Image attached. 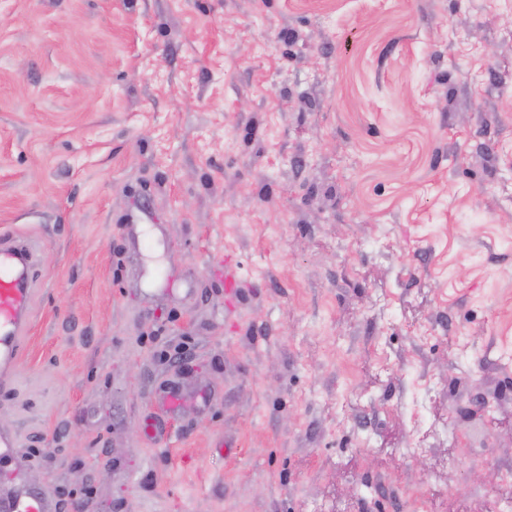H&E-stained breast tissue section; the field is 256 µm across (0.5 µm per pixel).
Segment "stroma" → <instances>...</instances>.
<instances>
[{
	"label": "stroma",
	"mask_w": 512,
	"mask_h": 512,
	"mask_svg": "<svg viewBox=\"0 0 512 512\" xmlns=\"http://www.w3.org/2000/svg\"><path fill=\"white\" fill-rule=\"evenodd\" d=\"M1 236L55 512L512 500V0H0ZM157 398L159 403L165 406L169 411L178 410L188 399L197 401L204 407L209 400L206 392L202 391L193 397H188L177 386L169 383H164L160 386Z\"/></svg>",
	"instance_id": "stroma-1"
}]
</instances>
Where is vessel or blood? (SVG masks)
Returning a JSON list of instances; mask_svg holds the SVG:
<instances>
[{
	"label": "vessel or blood",
	"mask_w": 512,
	"mask_h": 512,
	"mask_svg": "<svg viewBox=\"0 0 512 512\" xmlns=\"http://www.w3.org/2000/svg\"><path fill=\"white\" fill-rule=\"evenodd\" d=\"M31 251L20 239H0V380L14 381L21 332L29 316ZM28 458L14 432L0 431V512H54L49 491L28 488Z\"/></svg>",
	"instance_id": "vessel-or-blood-1"
}]
</instances>
